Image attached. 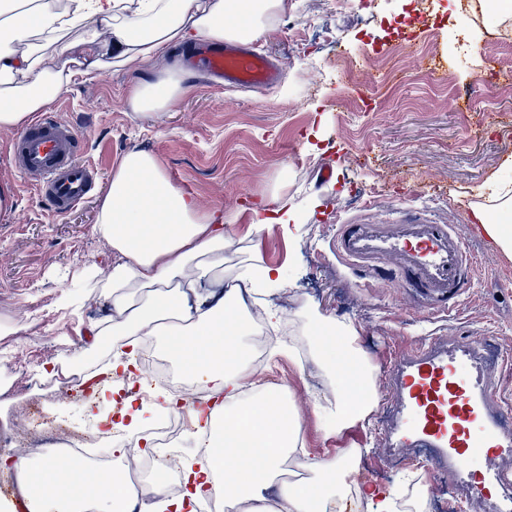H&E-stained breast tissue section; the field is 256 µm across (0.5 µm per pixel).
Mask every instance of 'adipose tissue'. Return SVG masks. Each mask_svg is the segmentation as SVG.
I'll list each match as a JSON object with an SVG mask.
<instances>
[{
	"label": "adipose tissue",
	"mask_w": 512,
	"mask_h": 512,
	"mask_svg": "<svg viewBox=\"0 0 512 512\" xmlns=\"http://www.w3.org/2000/svg\"><path fill=\"white\" fill-rule=\"evenodd\" d=\"M288 11V0H0V126H26L75 74L113 66L132 70L157 65L170 45L195 41L246 43L262 36ZM110 40H102V30ZM57 45L69 69L46 73L40 53ZM183 88L176 72L132 88L129 106L146 114L171 109ZM474 220L506 252H512V188L495 187ZM302 207L280 195L273 209L240 207L231 214L200 210L144 151L128 152L100 200L94 233L112 248L108 278L113 326L93 325L94 336L124 337L138 347L144 337L164 339L166 354L183 371L206 377L220 405L194 408L197 425L214 430L197 467L183 473L186 492L169 499L155 480L154 502L132 482L110 483L96 498L97 512H184L207 495H224L243 512H343L362 448L340 449L328 460L301 445L299 417L248 372L242 342L250 305H261L266 324L279 330L282 310L268 300L280 287L281 268L261 257L236 271L224 269L231 224L259 231L279 225L291 235ZM309 358L319 366L330 397L316 395L326 437L339 438L370 421L379 403L376 368L360 346L350 320H327L315 306L300 312ZM358 365L357 385L343 376L344 362ZM22 495L35 483L57 482V494L31 498V512H75L83 487L60 478L54 449L19 466Z\"/></svg>",
	"instance_id": "1"
}]
</instances>
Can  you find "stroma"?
<instances>
[{"label":"stroma","mask_w":512,"mask_h":512,"mask_svg":"<svg viewBox=\"0 0 512 512\" xmlns=\"http://www.w3.org/2000/svg\"><path fill=\"white\" fill-rule=\"evenodd\" d=\"M288 13L254 42L274 54L282 78L274 87L245 92L183 75L173 108L131 111L130 89L158 70L111 68L75 76L46 110L80 135L85 160L97 169L92 192L66 215L49 210L32 190L35 176L12 170L6 145L15 136L0 127V188L12 198L0 210V374L19 379L29 364L68 358L100 368L112 350L93 344L89 330L112 317L103 288L80 281L94 268L112 271V249L96 237L99 202L123 155L152 154L170 181L204 210L232 213L285 193L321 201L299 235L279 228L252 236L235 227L225 267L246 265L253 254L283 266L285 282L272 301L286 315L309 302L361 328L366 356L385 371L390 353L432 330L456 336L491 333L512 350V255L486 235L468 237L478 262L469 296L449 315L418 307L393 273L367 279L336 256L337 219L364 214L395 220L423 213L439 224H459L492 184L512 182V23L493 13L471 14L470 0H288ZM395 64L391 78L367 90L373 64ZM333 168L321 183L318 170ZM341 217H334V210ZM69 294L72 311L58 308ZM264 379L301 419L305 447L326 450L310 386L319 369L287 356L265 360ZM378 421L366 428L371 447L355 484H397L403 500L425 492V512H484L460 500L447 483L418 466H386Z\"/></svg>","instance_id":"obj_1"}]
</instances>
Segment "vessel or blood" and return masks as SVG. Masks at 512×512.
Returning <instances> with one entry per match:
<instances>
[{
	"label": "vessel or blood",
	"instance_id": "1",
	"mask_svg": "<svg viewBox=\"0 0 512 512\" xmlns=\"http://www.w3.org/2000/svg\"><path fill=\"white\" fill-rule=\"evenodd\" d=\"M183 61L220 87L258 89L280 78L269 55L228 41L196 45ZM80 155L74 129L46 114L9 142L11 168L37 176L39 197L59 215L91 189L95 169ZM336 253L363 277L393 271L417 305L443 311L461 294L473 263L458 225L419 215L401 224L372 215L345 222ZM391 359L381 436L387 459L422 464L460 495L490 497L493 512H512V402L496 380L499 365L512 358L470 334L426 336Z\"/></svg>",
	"mask_w": 512,
	"mask_h": 512
}]
</instances>
